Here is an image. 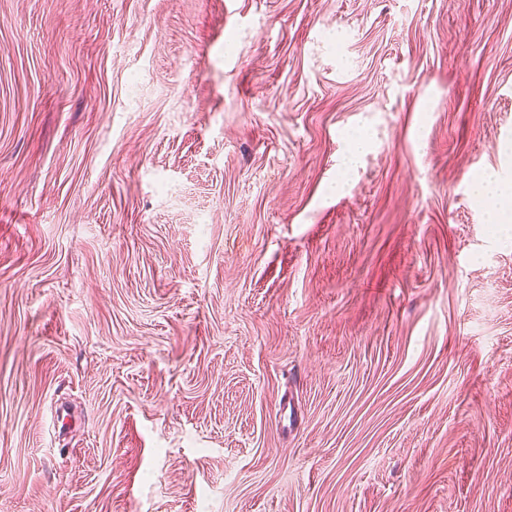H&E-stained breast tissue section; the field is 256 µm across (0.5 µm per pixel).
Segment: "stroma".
Wrapping results in <instances>:
<instances>
[{"label":"stroma","instance_id":"stroma-1","mask_svg":"<svg viewBox=\"0 0 512 512\" xmlns=\"http://www.w3.org/2000/svg\"><path fill=\"white\" fill-rule=\"evenodd\" d=\"M490 172L512 0H0V512H512Z\"/></svg>","mask_w":512,"mask_h":512}]
</instances>
